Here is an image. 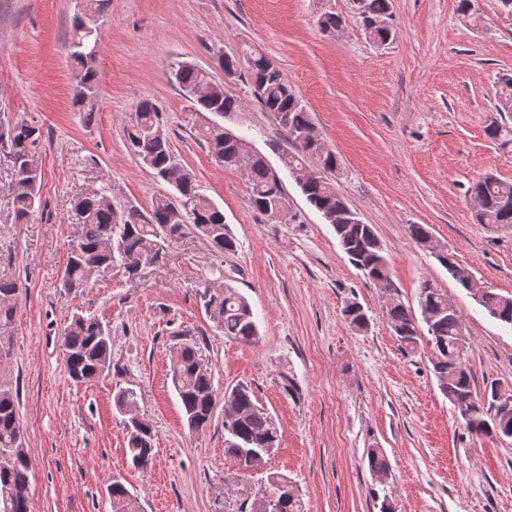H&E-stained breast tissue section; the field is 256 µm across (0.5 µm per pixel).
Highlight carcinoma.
<instances>
[{
  "mask_svg": "<svg viewBox=\"0 0 512 512\" xmlns=\"http://www.w3.org/2000/svg\"><path fill=\"white\" fill-rule=\"evenodd\" d=\"M107 0H80L72 23L67 54L75 72L72 89L73 104L90 122L99 110L98 89L94 83L92 62L100 33L96 28L99 15ZM357 14L373 40L385 43L391 38V28H374L371 22L392 17V0H360ZM251 73L253 97L265 111L271 113L285 131L292 150L281 160L290 172L309 166L316 160L315 175L300 184L306 200L322 216H333L330 225L341 250L349 261L373 284L386 293L383 305L386 320L408 353L418 349L421 339L419 324H424L431 347L429 362L438 381L440 392L448 399L463 421L467 431L477 438L506 441L512 439V387L503 388L498 396L495 382L478 393L473 388L469 367L457 363L459 317L448 313V296L423 280L418 288L419 312H414L400 298L389 273L385 247L372 225L364 223L348 204L333 180L337 159L325 142L315 144L309 132L315 129L310 112L295 89L284 78L277 64L257 48L246 50ZM172 78L196 110L222 116L238 111L242 101L224 91V85L212 79L210 72L194 64L181 62L172 68ZM486 136L503 145L512 143V76L500 79V95L495 114L485 127ZM197 135L218 161L241 169L249 183V204L262 215L287 207V194L278 174L260 155L250 156L238 148L239 137L223 125L210 121L199 127ZM127 144L137 157L140 167L155 179L168 181L173 177L175 193L155 199L149 210L143 211L114 197L111 186L77 198L74 211L81 225V234L69 248L61 288L77 294L90 284L91 270L98 276L110 274L119 265L129 273L136 272L143 257V248L157 245L155 259L162 258L168 246L189 234L204 238L214 251L233 255L238 242L224 222L223 211L188 179V172L177 162L164 132L156 106L140 101L124 129ZM38 140V129L18 123L0 134V145L10 146L15 178L11 185L14 205L19 218L35 212L38 192L37 176L28 173L30 148ZM470 192L477 203L476 218L480 224L495 227L512 226V183L492 174L476 180ZM410 238L430 250L437 260L456 275L458 266L445 250H437L428 241L432 237L428 225L408 226ZM458 284L475 297V301L493 319L512 327V296H504L487 288L475 277L457 279ZM16 283L0 279V363L9 360L10 343L16 317ZM200 307L224 336L244 344L259 336L257 316L247 299L229 285L213 288L205 285L196 291ZM344 315L359 329L368 326L363 307L350 301ZM65 370L72 380L87 383L112 369V336L106 325L95 317L75 313L61 335ZM204 361L197 342L180 344L170 369V379L190 427L199 430L211 423L217 402V388L211 374L199 370ZM233 397L224 415V456L244 470L260 466L268 456L267 449L277 447L278 428L270 414L255 401L246 385L231 389ZM127 454L136 467H148L154 456L155 433L146 421L132 425L124 419ZM9 463L0 467V512H28L29 473L31 459L18 416V396L12 389L0 385V456ZM367 467L375 484L389 485L391 468L381 448L367 450ZM275 496L280 512H304L301 500L288 477L273 473L267 478L263 495L255 499L249 512H258L257 503L264 496ZM112 512H140L138 495L125 483H112L109 494Z\"/></svg>",
  "mask_w": 512,
  "mask_h": 512,
  "instance_id": "1",
  "label": "carcinoma"
}]
</instances>
